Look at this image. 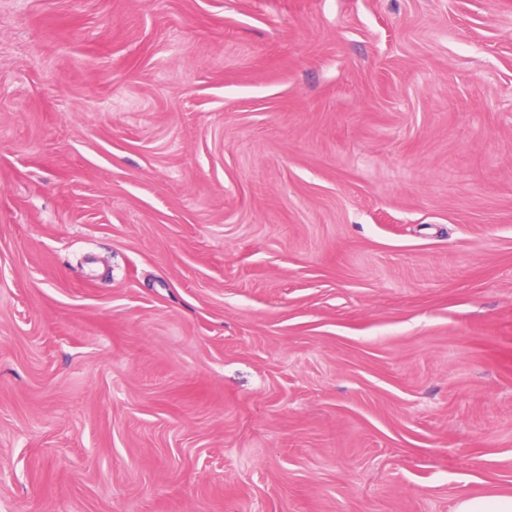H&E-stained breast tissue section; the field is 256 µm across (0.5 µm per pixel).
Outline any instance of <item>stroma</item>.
I'll return each instance as SVG.
<instances>
[{"label":"stroma","mask_w":512,"mask_h":512,"mask_svg":"<svg viewBox=\"0 0 512 512\" xmlns=\"http://www.w3.org/2000/svg\"><path fill=\"white\" fill-rule=\"evenodd\" d=\"M512 494V0H0V512Z\"/></svg>","instance_id":"stroma-1"}]
</instances>
